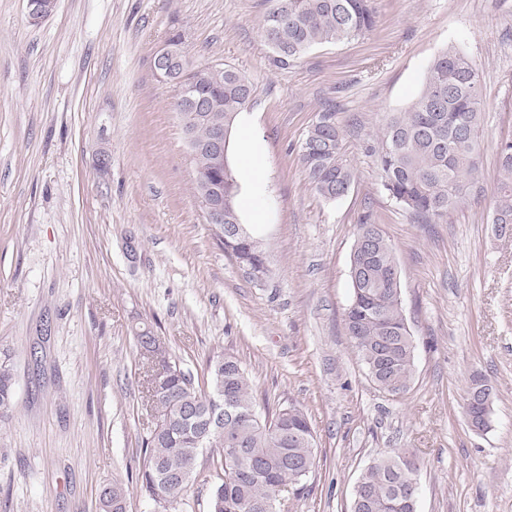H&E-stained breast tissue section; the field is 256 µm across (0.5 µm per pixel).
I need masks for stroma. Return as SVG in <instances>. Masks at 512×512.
I'll use <instances>...</instances> for the list:
<instances>
[{
	"instance_id": "obj_1",
	"label": "stroma",
	"mask_w": 512,
	"mask_h": 512,
	"mask_svg": "<svg viewBox=\"0 0 512 512\" xmlns=\"http://www.w3.org/2000/svg\"><path fill=\"white\" fill-rule=\"evenodd\" d=\"M268 7L57 0L32 24L26 0H0V358L16 371L0 512H97L112 484L126 488V512H158L137 480L153 424L135 341L145 326L193 373L238 358L261 414L305 412L316 465L285 512H350L361 470L396 449L417 463L418 512H512V234L499 235L485 200L414 223L372 154L387 113L410 105L453 46L480 75V184L493 191L496 145L512 139V0H372L371 32L286 67L260 33ZM175 32L190 68L229 66L255 88L229 160L241 221L267 253L264 282L225 253L194 191L175 90L153 68ZM329 102L354 173L335 201L299 159ZM366 218L395 250L416 345L400 397L370 380L344 324ZM475 376L493 389L481 433L463 410Z\"/></svg>"
}]
</instances>
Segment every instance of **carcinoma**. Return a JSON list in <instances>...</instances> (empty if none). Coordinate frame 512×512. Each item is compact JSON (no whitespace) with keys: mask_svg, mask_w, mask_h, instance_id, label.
I'll list each match as a JSON object with an SVG mask.
<instances>
[{"mask_svg":"<svg viewBox=\"0 0 512 512\" xmlns=\"http://www.w3.org/2000/svg\"><path fill=\"white\" fill-rule=\"evenodd\" d=\"M260 21L273 61L286 67L323 44L361 37L376 23L370 0H269ZM203 93L213 98L214 121L230 138L239 115L251 102L254 87L231 67L204 73ZM299 148L314 191L335 201L350 191L354 175L343 156L345 126L325 108ZM480 79L474 63L449 47L430 63L411 105L389 113L376 134L374 155L388 196L420 224H437L480 181L483 128ZM499 179L491 197L492 223L512 226V139L498 145ZM240 184L224 160V223H241ZM224 251L252 265L266 262L260 242H224ZM361 275L350 278L345 328L371 381L401 396L414 379L415 343L401 298L394 249L379 225L364 221L350 256ZM137 347L160 356L165 375L149 381L155 425L142 441L146 463L138 474L141 489L163 512L180 502L200 465L205 448L217 449L215 482L208 512H268L277 488L297 485L316 462L309 421L295 405L270 419L256 408L250 379L232 355H217L196 379L172 358L166 340L150 329L136 335ZM15 370L0 362V420L14 409ZM491 387L472 380L464 397L466 416L490 418ZM241 448L250 465L226 449ZM401 452L373 459L361 471L352 493L351 512H417V481L405 474ZM127 491L118 484L99 495L100 512H125Z\"/></svg>","mask_w":512,"mask_h":512,"instance_id":"1","label":"carcinoma"}]
</instances>
